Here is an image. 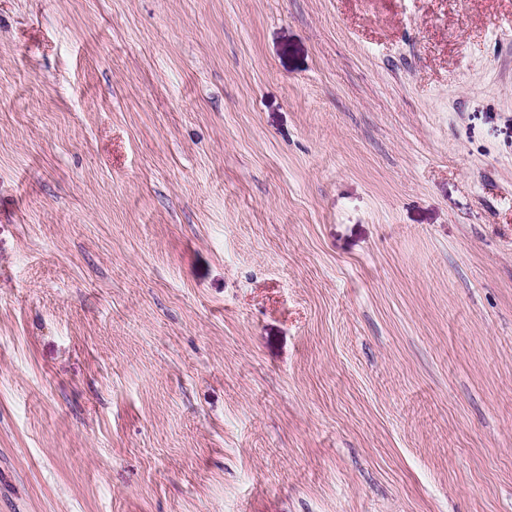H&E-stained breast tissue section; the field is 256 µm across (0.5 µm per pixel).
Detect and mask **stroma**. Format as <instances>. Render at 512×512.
<instances>
[{"mask_svg": "<svg viewBox=\"0 0 512 512\" xmlns=\"http://www.w3.org/2000/svg\"><path fill=\"white\" fill-rule=\"evenodd\" d=\"M0 512H512V0H0Z\"/></svg>", "mask_w": 512, "mask_h": 512, "instance_id": "obj_1", "label": "stroma"}]
</instances>
